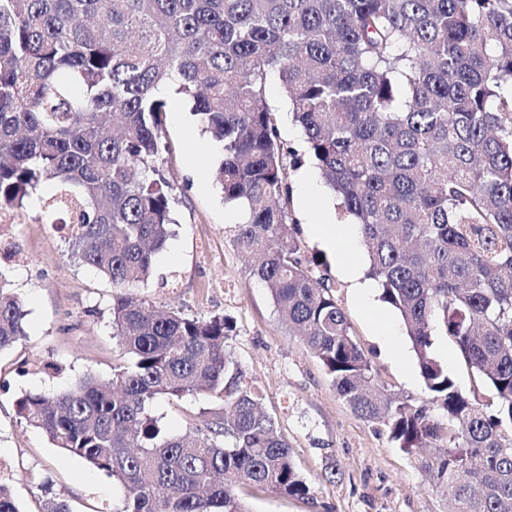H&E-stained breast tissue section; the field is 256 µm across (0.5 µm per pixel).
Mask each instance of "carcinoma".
Returning a JSON list of instances; mask_svg holds the SVG:
<instances>
[{
  "label": "carcinoma",
  "instance_id": "obj_1",
  "mask_svg": "<svg viewBox=\"0 0 512 512\" xmlns=\"http://www.w3.org/2000/svg\"><path fill=\"white\" fill-rule=\"evenodd\" d=\"M272 72L306 154L359 224L367 275L401 315L419 404L378 382L331 286L300 258ZM172 81L223 143L216 180L245 211L234 244L260 256L253 275L337 395L432 456L455 512H512V0H0V210L41 192L71 259L116 289L121 352L110 381L87 373L22 394L19 422L115 480L122 512H251L246 486L310 495L229 350L231 320L131 293L175 223L158 94ZM9 285L0 267V351L26 336ZM436 331L496 403L458 388ZM199 395L216 402L188 416L189 438L154 413L160 398ZM0 512H20L2 482Z\"/></svg>",
  "mask_w": 512,
  "mask_h": 512
}]
</instances>
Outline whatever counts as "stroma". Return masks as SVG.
<instances>
[{
  "label": "stroma",
  "instance_id": "obj_1",
  "mask_svg": "<svg viewBox=\"0 0 512 512\" xmlns=\"http://www.w3.org/2000/svg\"><path fill=\"white\" fill-rule=\"evenodd\" d=\"M266 98L277 119L278 137L289 154L290 222L315 276L325 278L344 309L365 356L381 383L410 403L426 397L409 339H402L404 362L381 348L378 321L365 315L338 271V259L312 236L316 209L329 210L337 223H349L340 200L318 183L315 207L305 203L300 172L315 171L305 155L299 128L277 76H270ZM163 134L170 150L164 173L175 198L172 235L158 253L154 277L137 294L147 303L172 307L188 316L231 317L229 341L246 379L264 398L269 414L294 451L311 486L308 500L260 488L247 495L253 512H448L446 480L428 459L408 453L387 434L359 418L336 394L320 361L292 336L274 308L269 290L252 274L254 262L234 245L239 213L225 204L213 172L221 144L204 132L189 108L167 111ZM19 255L0 254V265L27 311L26 335L0 354V462L20 512H41L47 492L66 498L72 512H121L123 490L106 474L54 448L38 430L20 424L15 401L26 392L54 394L90 372L108 380L119 349L111 336V283L70 258L62 233L40 211L17 213L5 225ZM340 469L327 479L329 462Z\"/></svg>",
  "mask_w": 512,
  "mask_h": 512
}]
</instances>
